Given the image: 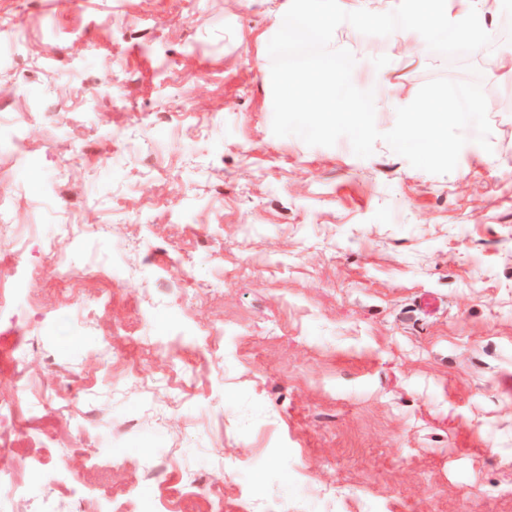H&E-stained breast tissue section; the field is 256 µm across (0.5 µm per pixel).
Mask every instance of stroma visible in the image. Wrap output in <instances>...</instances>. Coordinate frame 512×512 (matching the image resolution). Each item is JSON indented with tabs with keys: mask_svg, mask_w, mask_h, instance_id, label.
Wrapping results in <instances>:
<instances>
[{
	"mask_svg": "<svg viewBox=\"0 0 512 512\" xmlns=\"http://www.w3.org/2000/svg\"><path fill=\"white\" fill-rule=\"evenodd\" d=\"M290 4L0 0V190L44 233L0 280V342L22 353L0 364V470L24 486L64 460L80 512L152 494L165 456L201 512H512V7L463 56L334 32L382 132L427 81L479 71L491 147L466 127L435 175L382 140L360 158L273 134ZM68 384L34 439V393Z\"/></svg>",
	"mask_w": 512,
	"mask_h": 512,
	"instance_id": "1",
	"label": "stroma"
}]
</instances>
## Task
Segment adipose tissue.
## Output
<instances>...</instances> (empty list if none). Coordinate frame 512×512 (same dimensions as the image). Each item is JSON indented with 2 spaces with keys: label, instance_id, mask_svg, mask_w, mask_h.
I'll list each match as a JSON object with an SVG mask.
<instances>
[{
  "label": "adipose tissue",
  "instance_id": "obj_1",
  "mask_svg": "<svg viewBox=\"0 0 512 512\" xmlns=\"http://www.w3.org/2000/svg\"><path fill=\"white\" fill-rule=\"evenodd\" d=\"M462 8L450 13L438 0H410L399 16L403 31V48L410 49L424 39L443 36L451 40H467L473 50H480L488 30L485 19L493 8V0H460Z\"/></svg>",
  "mask_w": 512,
  "mask_h": 512
}]
</instances>
